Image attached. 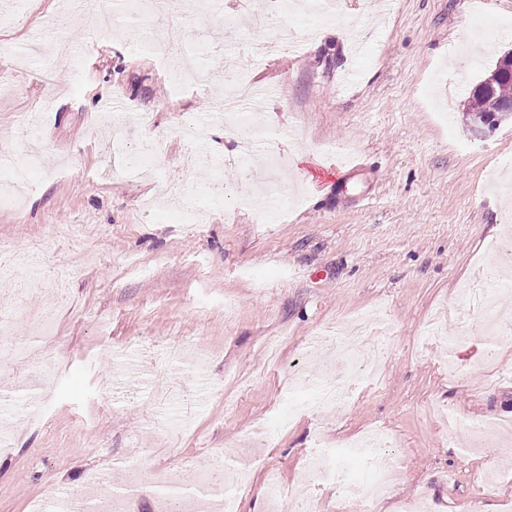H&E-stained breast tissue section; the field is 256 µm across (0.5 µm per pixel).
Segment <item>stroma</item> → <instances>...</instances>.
I'll list each match as a JSON object with an SVG mask.
<instances>
[{
	"mask_svg": "<svg viewBox=\"0 0 512 512\" xmlns=\"http://www.w3.org/2000/svg\"><path fill=\"white\" fill-rule=\"evenodd\" d=\"M254 0H216L182 18L141 25L121 0L111 29L95 34L69 0H0V129L13 130L17 159L31 149L41 167L31 189L0 201V307L56 310L53 329L32 334L25 319L7 331L65 358L41 384L34 367L9 381L13 410H0V512H33L90 475L112 472L135 490L155 475L183 480L186 464L222 455L246 467L238 512H269L268 476L284 506L315 495L314 512H358L335 488L306 479L307 454L322 441L344 456L352 481L371 473L348 445L384 430L396 456L391 488L373 512H407L423 498L437 512H512V439L469 448L465 422H512V377L482 363L488 321L469 312L488 248L512 232V191L493 178L511 170L512 120L485 138L469 134L463 105L472 88L512 52V0H342V23L276 17L253 30ZM189 33L173 43L175 28ZM151 50H143L141 41ZM263 91L261 103L222 110L224 55ZM212 69L206 88L171 95L172 68ZM145 113L141 137L158 140L159 179L112 166V103ZM256 114L289 156L284 169L247 174L221 138ZM208 121L200 144L179 134L187 116ZM343 142L363 171L337 192L325 172ZM207 159L197 185L181 189L183 162ZM230 190L269 180L298 199L258 223L257 208L209 197L214 173ZM382 311L391 328L382 378L322 415L308 404L338 353L322 331ZM468 333L449 350L448 336ZM148 341L178 344L189 359L147 363L146 382L105 385L124 351ZM206 359L190 427L158 432L136 398L142 384L192 378ZM305 405L272 436L259 429L287 400ZM462 422L446 435L441 415Z\"/></svg>",
	"mask_w": 512,
	"mask_h": 512,
	"instance_id": "obj_1",
	"label": "stroma"
}]
</instances>
